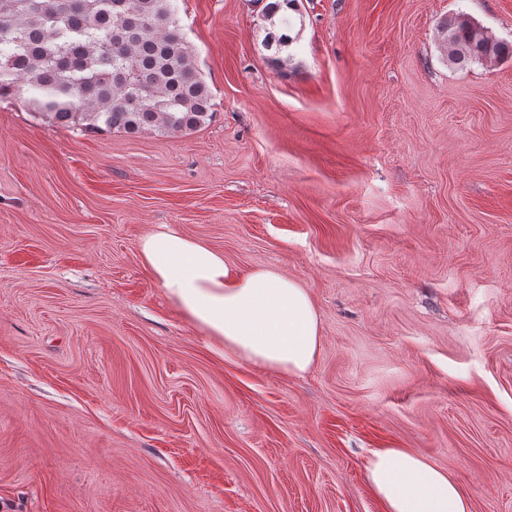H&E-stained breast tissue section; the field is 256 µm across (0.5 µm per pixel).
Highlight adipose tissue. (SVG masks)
I'll use <instances>...</instances> for the list:
<instances>
[{
	"label": "adipose tissue",
	"instance_id": "adipose-tissue-1",
	"mask_svg": "<svg viewBox=\"0 0 512 512\" xmlns=\"http://www.w3.org/2000/svg\"><path fill=\"white\" fill-rule=\"evenodd\" d=\"M143 267L183 317L247 362L299 376L321 348V321L307 288L271 267L237 273L222 252L163 224L142 237ZM384 512H471L442 468L406 448H381L367 467Z\"/></svg>",
	"mask_w": 512,
	"mask_h": 512
}]
</instances>
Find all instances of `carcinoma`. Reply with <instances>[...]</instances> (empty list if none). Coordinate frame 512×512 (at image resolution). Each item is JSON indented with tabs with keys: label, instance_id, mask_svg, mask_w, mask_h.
I'll list each match as a JSON object with an SVG mask.
<instances>
[{
	"label": "carcinoma",
	"instance_id": "1",
	"mask_svg": "<svg viewBox=\"0 0 512 512\" xmlns=\"http://www.w3.org/2000/svg\"><path fill=\"white\" fill-rule=\"evenodd\" d=\"M266 7L274 37L293 17ZM448 62H492L509 47L466 15L440 26ZM62 127L165 135L210 121L216 103L180 25L178 0H0V100Z\"/></svg>",
	"mask_w": 512,
	"mask_h": 512
}]
</instances>
